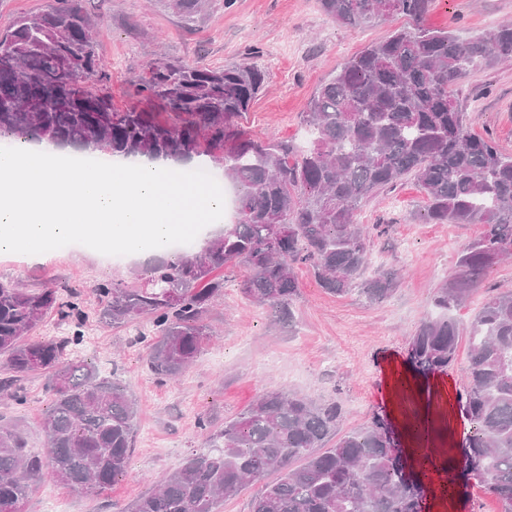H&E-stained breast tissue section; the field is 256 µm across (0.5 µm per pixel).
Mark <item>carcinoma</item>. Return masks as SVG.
Returning a JSON list of instances; mask_svg holds the SVG:
<instances>
[{"label": "carcinoma", "mask_w": 512, "mask_h": 512, "mask_svg": "<svg viewBox=\"0 0 512 512\" xmlns=\"http://www.w3.org/2000/svg\"><path fill=\"white\" fill-rule=\"evenodd\" d=\"M82 0H46L0 31V140L50 141L104 156L189 162L200 156L224 169L237 189V222L204 247L154 263L142 282L97 285L100 322L149 321L154 337L146 363L162 381L182 375L210 341L204 317L224 292L218 268L249 271L243 293L292 322L309 267L323 290L388 297L400 274L364 278L371 228L357 221L363 200L414 179L428 224H480L462 252L457 282L436 289L437 316L425 317L408 355L423 373L456 360L459 306L487 270L512 255V155L470 130L454 91L472 72L512 60V23L478 39L428 28L431 0H321L346 25L394 16L413 21L366 46L312 95L303 150L245 135L236 120L265 82L255 65L213 67L201 61L154 64L142 97L171 122L138 105L122 112L99 86L109 81L99 23ZM186 19L210 0H162ZM52 312L76 323L66 336L34 338ZM78 294L29 291L0 282V381L24 401L21 382L45 374L52 405L42 422L47 448L33 454L22 435L0 426V512H18L32 485L50 477L99 495L130 465L138 404L117 377L79 355L85 336ZM466 385L457 396L469 424L461 448L464 479L512 512V291L489 297L469 324ZM342 406L284 389L263 392L242 413L209 432L205 447L162 476L131 512H220L248 483L259 485L250 512H423V478L438 470L423 453V476L404 472L401 450L376 417L342 434Z\"/></svg>", "instance_id": "carcinoma-1"}]
</instances>
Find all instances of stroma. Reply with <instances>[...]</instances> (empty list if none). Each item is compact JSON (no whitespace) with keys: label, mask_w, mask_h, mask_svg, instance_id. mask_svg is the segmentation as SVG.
Segmentation results:
<instances>
[{"label":"stroma","mask_w":512,"mask_h":512,"mask_svg":"<svg viewBox=\"0 0 512 512\" xmlns=\"http://www.w3.org/2000/svg\"><path fill=\"white\" fill-rule=\"evenodd\" d=\"M83 6L103 25L101 55L111 75L105 91L115 110L137 103L136 87L150 64L197 58L213 66L254 63L266 79L240 126L251 136L295 146L308 139L303 114L316 88L368 44L410 24L404 17L341 24L322 10L320 0H213L194 22L158 0H83ZM505 21H512V0H433L425 23L479 37ZM455 96L473 133L494 138L512 155V60L474 72ZM421 200L417 183L407 180L361 206L362 223L385 227L373 237L371 269L401 274L383 301L370 303L354 293L328 295L303 267L296 323L289 326L243 296L245 268L224 269V293L206 315L216 334L175 383L158 382L145 363L147 321L106 326L97 320L94 287L103 281L133 282L152 265V257L104 255L79 244L49 251L40 260L0 254V280L80 293L88 315L86 336L94 343L88 360L121 376L139 404L130 467L110 490L84 495L45 478L36 483L26 512H49L57 500L66 512H130L153 479L177 468L190 449L202 447L205 430L199 420L219 428L269 388L335 400L345 411V433L382 418L399 440L409 470H418L422 450L409 441L408 428L423 417L433 427L434 454L443 461L459 457L468 423L456 396L465 384L468 340L460 338L457 361L447 372L427 377L408 364L407 345L434 312L435 288L455 281L461 252L482 227L423 223ZM506 290H512V259L494 265L452 315L468 327L489 296ZM23 387L20 404L0 391V425L17 426L27 448L41 452L46 447L42 421L52 395L40 374L28 376ZM424 489L430 512H499L494 497L470 484H459L450 495L442 482L429 479Z\"/></svg>","instance_id":"1"}]
</instances>
